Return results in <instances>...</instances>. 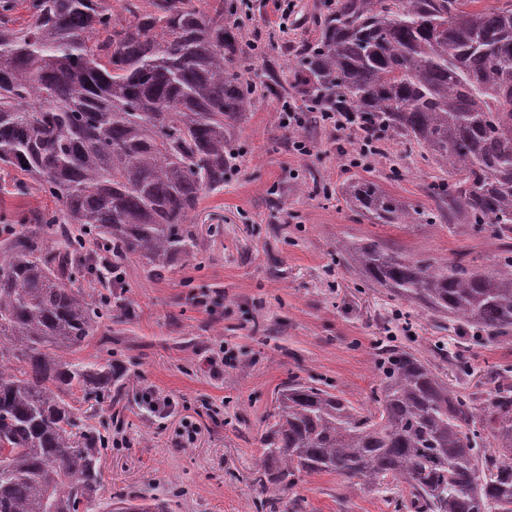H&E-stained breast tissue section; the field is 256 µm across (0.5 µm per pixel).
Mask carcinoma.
<instances>
[{
	"label": "carcinoma",
	"instance_id": "1",
	"mask_svg": "<svg viewBox=\"0 0 512 512\" xmlns=\"http://www.w3.org/2000/svg\"><path fill=\"white\" fill-rule=\"evenodd\" d=\"M336 0L295 50L289 98L307 121L341 112L365 130L415 144L440 172L433 194L502 251L489 266L459 254L408 257L377 240L337 255L371 288L413 301L489 340L512 337V3ZM243 0H0V167L61 208L0 226V512H79L101 479L109 434L92 410L120 402L123 372L63 354L92 335L114 294L93 285L135 257L159 275L197 250L201 193L224 186L238 156L228 127L257 97L232 20ZM349 206L374 224H409L410 208L370 180ZM371 408L290 378L262 437L263 478L281 489L334 474L395 491L410 512H512V372L479 404L428 361L383 345ZM86 404L83 411L79 405ZM110 512H163L120 498Z\"/></svg>",
	"mask_w": 512,
	"mask_h": 512
}]
</instances>
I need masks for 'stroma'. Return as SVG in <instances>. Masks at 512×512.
<instances>
[{"instance_id": "stroma-1", "label": "stroma", "mask_w": 512, "mask_h": 512, "mask_svg": "<svg viewBox=\"0 0 512 512\" xmlns=\"http://www.w3.org/2000/svg\"><path fill=\"white\" fill-rule=\"evenodd\" d=\"M249 4L238 20L246 35L260 39L263 54L251 65L261 81L267 67L293 63L294 45L316 38L313 19L325 13L326 0H293L285 17L274 0ZM232 134L239 155L223 187L202 195L196 254L159 277L128 266L124 323L104 319L70 355L109 359L125 373L119 414L103 405L94 422L127 435L130 445L103 455L90 512H109L122 493L162 503L165 512H263L260 502L269 497L278 499L280 512H395L377 486L351 488L334 475H305L287 490L259 487L266 416L291 376L371 406L385 341L430 360L444 349L460 351L464 364H442L443 380L459 393L485 396L490 375L512 367V338L459 335L418 304L367 287L339 264L336 250L343 241L377 239L415 257L464 252L488 265L499 242L473 232L458 213L428 222L439 202L430 190L435 171L420 148L389 140L384 153L360 162L356 133L318 125L304 130L313 153L300 154L272 95L258 98ZM16 178L0 170V222L57 208L37 187L16 191ZM361 178L417 211L414 225L374 224L352 210L342 189ZM223 345L231 356L216 376L207 360ZM150 389L174 398L178 408L152 412L144 400ZM214 403L223 404V419H210ZM188 421L198 425L190 444L182 434Z\"/></svg>"}]
</instances>
